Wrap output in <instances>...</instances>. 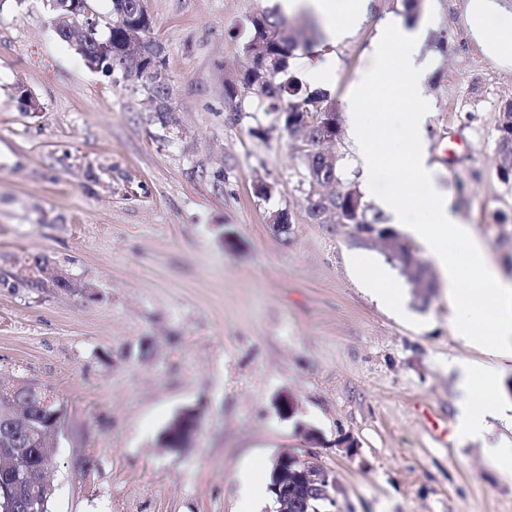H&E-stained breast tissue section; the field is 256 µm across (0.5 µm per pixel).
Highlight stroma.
Instances as JSON below:
<instances>
[{
    "mask_svg": "<svg viewBox=\"0 0 512 512\" xmlns=\"http://www.w3.org/2000/svg\"><path fill=\"white\" fill-rule=\"evenodd\" d=\"M272 3L144 0L166 54L163 119L149 91L86 66L41 0H0V378L36 382L66 409L50 512H241L242 462L285 452L315 453L335 475V512H512V480L486 453L512 447V419L458 438L451 369L498 372L511 403L512 357L456 335L437 265L419 295L378 242L315 223L300 142L252 100L237 117L224 103L248 20ZM420 10L434 16L420 41L437 62L423 82L431 160L511 287L512 183L496 143L512 69L472 39L463 0ZM403 13L402 0H375L336 47L337 104L370 66L377 28ZM18 84L41 111L20 110ZM334 151L365 200L403 181L383 170L363 183L348 139ZM275 209L288 233L269 224ZM364 254L402 289L404 315L360 284ZM283 392L290 419L274 407ZM197 406L193 443L161 447L167 423Z\"/></svg>",
    "mask_w": 512,
    "mask_h": 512,
    "instance_id": "1",
    "label": "stroma"
}]
</instances>
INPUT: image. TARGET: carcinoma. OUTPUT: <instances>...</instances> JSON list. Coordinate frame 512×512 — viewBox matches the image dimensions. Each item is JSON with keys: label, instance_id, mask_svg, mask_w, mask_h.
I'll return each instance as SVG.
<instances>
[{"label": "carcinoma", "instance_id": "obj_1", "mask_svg": "<svg viewBox=\"0 0 512 512\" xmlns=\"http://www.w3.org/2000/svg\"><path fill=\"white\" fill-rule=\"evenodd\" d=\"M140 0H111L112 23L106 31L96 32L93 38L112 42V65L121 61L125 44L128 18L139 14ZM311 44L299 42L287 26L283 16L265 9L249 19L248 35L242 50L245 66L238 79L224 84V100L234 112L244 111V101L255 97L265 112L277 114V120L289 135L300 129L305 117L319 118L310 127L309 143L302 151L308 184L315 180H341L340 166L330 167L317 153L315 140L341 132V115L335 99L324 89H309L293 69L296 52ZM498 172L507 182L512 181V103L505 106L498 128ZM311 218L318 224H352L377 234H387L395 239L399 251L413 255L406 239L388 225V219L364 200L363 194L351 182L334 195H311ZM196 409L181 411L163 428L160 445L176 448L185 431L190 429ZM44 406L39 391L21 385L8 392L0 390V448H26L33 454V463L40 462L35 449L41 445L44 429ZM16 483L9 497L0 493V512H26L21 499L31 495L29 481L22 474L14 477ZM318 490L308 488L300 497L285 502V512H306V502L317 496Z\"/></svg>", "mask_w": 512, "mask_h": 512}]
</instances>
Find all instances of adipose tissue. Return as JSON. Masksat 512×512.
<instances>
[{
	"label": "adipose tissue",
	"instance_id": "adipose-tissue-1",
	"mask_svg": "<svg viewBox=\"0 0 512 512\" xmlns=\"http://www.w3.org/2000/svg\"><path fill=\"white\" fill-rule=\"evenodd\" d=\"M278 2L285 13L308 11L320 18L325 43L330 47L359 32L374 4V0ZM465 16L470 34L484 54L512 68V0H465ZM370 47L372 65L346 94L348 137L358 150L364 175L386 168L404 170L415 190L410 197L387 193L377 204L389 223L408 225L445 274L455 333L485 353L512 351V289L501 286L482 242L461 222L450 192L438 181L429 162L424 128L432 105L421 96L420 85L432 63L420 54V31L398 17L376 31ZM398 102L411 106L401 120L409 146L403 157L379 146L392 123L390 108ZM374 265L368 255L355 263L356 271H375L364 281L368 294L390 311L403 314L401 289L386 271L375 270ZM467 276L473 280V288H462L461 281ZM456 372L458 434L463 439L482 435L490 420L501 418L508 409L496 392L498 375L468 360L458 362Z\"/></svg>",
	"mask_w": 512,
	"mask_h": 512
}]
</instances>
